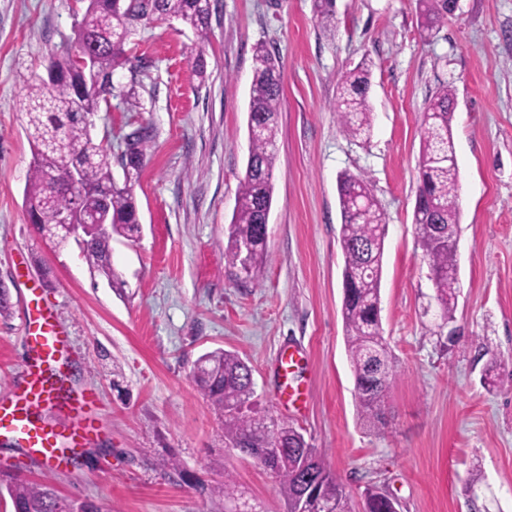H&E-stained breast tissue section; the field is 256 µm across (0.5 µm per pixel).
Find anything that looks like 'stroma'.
<instances>
[{"instance_id":"stroma-1","label":"stroma","mask_w":512,"mask_h":512,"mask_svg":"<svg viewBox=\"0 0 512 512\" xmlns=\"http://www.w3.org/2000/svg\"><path fill=\"white\" fill-rule=\"evenodd\" d=\"M206 41L167 18L142 25L127 50L140 106L93 118L117 148L133 128L152 139L134 186L141 229L113 236L112 276L76 244L56 247L29 224L23 191L32 159L21 100L27 78L77 48L72 0H0V398L22 371L24 296L39 289L66 328L75 384L96 389L104 420L80 463L43 468L0 444V475L49 480L102 512H222L233 475L258 512H284L274 478L224 443L218 413L192 378L224 349L252 369L256 406L300 428L344 485L352 512L373 488L399 512H512V0H459L433 36L415 0H335L323 27L313 0H210ZM279 61L268 257L259 282L224 263L226 230L249 154L257 46ZM203 56L205 77L193 69ZM371 70L368 138L347 136L337 88ZM455 92L459 168L456 340L438 332L435 290L413 209L420 114L442 85ZM370 181L386 217L381 326L399 367L380 430L357 414L341 316L343 255L337 181ZM296 351L305 394L286 404L282 355ZM494 365L496 383L484 378ZM174 458L180 470L163 468ZM477 493H470L472 469Z\"/></svg>"}]
</instances>
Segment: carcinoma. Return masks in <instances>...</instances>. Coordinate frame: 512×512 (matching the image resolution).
<instances>
[{
	"instance_id": "1",
	"label": "carcinoma",
	"mask_w": 512,
	"mask_h": 512,
	"mask_svg": "<svg viewBox=\"0 0 512 512\" xmlns=\"http://www.w3.org/2000/svg\"><path fill=\"white\" fill-rule=\"evenodd\" d=\"M86 6L77 24L78 49L92 56L93 79H88L74 56L52 58L56 79L48 84L34 75L26 82L23 109L27 114V139L32 162L24 189L27 214L39 231L56 224L62 211L80 209L85 214L107 216L109 230L94 234L82 247L87 265L112 277V235L131 237L138 232L139 214L134 196L150 137L148 128L124 135L117 154L91 135V117L108 104L107 97L137 106L136 76L130 87L114 84V75L128 62L126 43L139 24L154 17H172L192 28L200 39L209 30L210 0H84ZM323 24L334 21L333 0H314ZM418 26L429 37L447 22L448 0H417ZM370 69L361 63L347 71L338 86L336 114L343 131L353 138L371 132L369 104ZM282 94L281 71L272 54L256 48L250 89L248 131L250 152L224 260L238 279L256 282L266 260V218L273 201L274 143ZM454 93L442 86L421 115L423 127L419 154V185L413 223L434 273L433 285L441 320L450 324L456 310L458 267L455 250L448 246V233L459 231L457 207L459 169L452 133ZM122 170L117 180L112 164ZM74 169L84 191L75 201L74 188L65 180L52 181V170ZM342 224L340 244L344 255L341 314L347 353L354 376V395L359 418L377 429L387 403L390 385L398 376V365L381 334L380 285L386 237L385 214L372 185L360 176L343 173L338 179ZM202 364L193 377L208 401L220 413L224 442L244 456H253L276 479L287 512H351L345 487L331 473L317 449L287 423L250 406L253 396L252 370L235 353L218 350L200 357ZM307 464L318 483L317 494L301 489L302 464ZM14 512H101L92 501L80 504L58 495L48 482L13 479L6 484ZM224 500L237 501L244 509H255L234 478L224 476ZM363 512H397L388 496L367 490Z\"/></svg>"
}]
</instances>
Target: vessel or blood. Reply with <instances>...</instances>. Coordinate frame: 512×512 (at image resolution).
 I'll return each instance as SVG.
<instances>
[{
    "mask_svg": "<svg viewBox=\"0 0 512 512\" xmlns=\"http://www.w3.org/2000/svg\"><path fill=\"white\" fill-rule=\"evenodd\" d=\"M24 328L28 346L22 377L0 400V439L24 448L48 468H63L102 430L96 395L72 385L67 332L40 293L25 301ZM47 407L56 410L58 422L45 420Z\"/></svg>",
    "mask_w": 512,
    "mask_h": 512,
    "instance_id": "vessel-or-blood-1",
    "label": "vessel or blood"
}]
</instances>
